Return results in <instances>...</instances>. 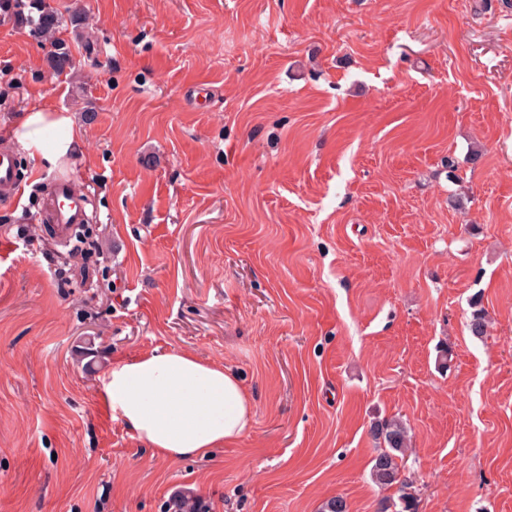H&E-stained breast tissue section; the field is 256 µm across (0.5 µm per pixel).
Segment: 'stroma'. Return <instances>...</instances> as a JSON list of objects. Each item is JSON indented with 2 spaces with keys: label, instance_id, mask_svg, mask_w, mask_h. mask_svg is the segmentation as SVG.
<instances>
[{
  "label": "stroma",
  "instance_id": "35a3bbf8",
  "mask_svg": "<svg viewBox=\"0 0 512 512\" xmlns=\"http://www.w3.org/2000/svg\"><path fill=\"white\" fill-rule=\"evenodd\" d=\"M49 3L83 12L70 73L0 22V145L38 107L81 131L54 172L17 149L0 206V512H376L391 417L418 512H512V0ZM57 172L71 251L33 204ZM171 350L239 374L237 444L173 462L100 401ZM50 194L45 196L44 216L52 224L56 241L67 246L73 229L88 219L86 194L71 178H53ZM470 302L473 311L468 324L469 332L476 338H483L488 335V320L482 306L481 295H474Z\"/></svg>",
  "mask_w": 512,
  "mask_h": 512
}]
</instances>
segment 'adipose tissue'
Segmentation results:
<instances>
[{"label":"adipose tissue","mask_w":512,"mask_h":512,"mask_svg":"<svg viewBox=\"0 0 512 512\" xmlns=\"http://www.w3.org/2000/svg\"><path fill=\"white\" fill-rule=\"evenodd\" d=\"M54 126L65 134L44 149L42 135ZM15 137L33 158L54 167L72 152L79 133L69 117L50 119L44 107L31 111ZM99 394L113 418L153 453L174 461L236 444L253 423L251 396L234 370L175 350L112 365L99 377Z\"/></svg>","instance_id":"ef3b65f1"}]
</instances>
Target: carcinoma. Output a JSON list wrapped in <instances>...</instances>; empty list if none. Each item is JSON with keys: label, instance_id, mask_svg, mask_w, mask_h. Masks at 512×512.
Listing matches in <instances>:
<instances>
[{"label": "carcinoma", "instance_id": "obj_1", "mask_svg": "<svg viewBox=\"0 0 512 512\" xmlns=\"http://www.w3.org/2000/svg\"><path fill=\"white\" fill-rule=\"evenodd\" d=\"M14 25L29 29L30 34L40 43H49L48 65L58 73L74 69L71 51L55 35L62 25V17L45 6L44 0H0V18ZM473 308L468 324L469 332L476 338L488 335V320L482 306L481 295L471 298ZM371 433L379 444L377 454L372 459L371 481L383 488H397V499L389 498L381 502L378 512H417V503L411 486L402 474L409 435L406 424L399 418L378 421L371 426ZM175 512H205L200 499L185 495L176 502Z\"/></svg>", "mask_w": 512, "mask_h": 512}]
</instances>
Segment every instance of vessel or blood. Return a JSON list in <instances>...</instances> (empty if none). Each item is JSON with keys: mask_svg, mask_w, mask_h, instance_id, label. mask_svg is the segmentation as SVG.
Here are the masks:
<instances>
[{"mask_svg": "<svg viewBox=\"0 0 512 512\" xmlns=\"http://www.w3.org/2000/svg\"><path fill=\"white\" fill-rule=\"evenodd\" d=\"M21 190V181L15 165L14 153L0 151V200L11 201ZM44 214L48 217L59 245H68L73 229L88 219L86 194L71 178L56 177L51 181L50 193L45 197Z\"/></svg>", "mask_w": 512, "mask_h": 512, "instance_id": "1", "label": "vessel or blood"}]
</instances>
